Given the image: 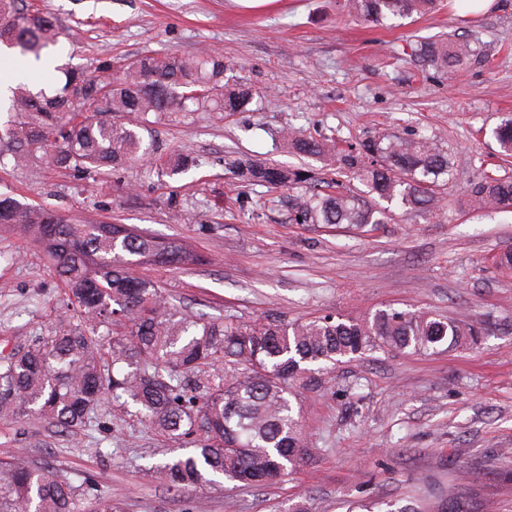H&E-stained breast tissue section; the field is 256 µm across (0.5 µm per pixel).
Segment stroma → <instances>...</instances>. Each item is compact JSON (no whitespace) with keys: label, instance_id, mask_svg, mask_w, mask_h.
<instances>
[{"label":"stroma","instance_id":"obj_1","mask_svg":"<svg viewBox=\"0 0 512 512\" xmlns=\"http://www.w3.org/2000/svg\"><path fill=\"white\" fill-rule=\"evenodd\" d=\"M61 27L60 61L94 69L105 57L144 53L224 56L225 76L264 91L256 109L228 119L206 112L156 125L159 151L196 156L187 174L149 166L93 176L36 163L0 168V194L73 217L92 216L186 241L199 263L138 265L178 310L207 320L285 322L331 315L360 321L389 307L484 323L480 345L415 353L373 349L343 362L322 388L298 389L308 443L278 484L175 494L150 469L174 444L147 432L137 407L102 406L93 426L63 430L31 415L0 420V459L25 452L124 512H346L350 502L449 497L471 487L486 512H512V208L469 207L466 189L512 176L493 132L512 115V0L480 11L463 0L385 28L356 21L339 0H30ZM458 35L481 61L443 74L410 62L423 37ZM291 128L339 146L382 134L433 137L455 186L440 215L337 232L290 221L289 189L235 187L237 156L329 177L322 159L288 149ZM64 286L37 247L0 233V359L70 315Z\"/></svg>","mask_w":512,"mask_h":512}]
</instances>
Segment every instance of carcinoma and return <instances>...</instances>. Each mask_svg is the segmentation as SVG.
Wrapping results in <instances>:
<instances>
[{"mask_svg": "<svg viewBox=\"0 0 512 512\" xmlns=\"http://www.w3.org/2000/svg\"><path fill=\"white\" fill-rule=\"evenodd\" d=\"M437 0H344L347 14L382 24L423 15ZM55 19L0 0V45L24 57L54 44ZM421 67L448 71L474 57L464 41H421L412 53ZM224 56L200 52L98 60L92 75L68 62L57 65L60 87L20 82L9 88L8 120L0 125V163L15 166L48 158L60 169L107 175L143 162L172 177L194 166L183 151L154 155L151 124L179 122L198 112L231 115L263 97L245 83L224 80ZM302 155L333 159L336 173L364 186L345 188L308 171L251 158L226 162L233 179L248 185L296 190L290 219L319 228L361 230L385 224L390 204L407 215H436L441 188L452 183L448 153L426 138L383 134L344 149L281 133ZM512 154V118L496 131ZM470 205L512 207V178L487 176L470 187ZM33 241L68 290L77 319L14 352L0 373V419L34 415L62 429L91 425L110 397L127 395L141 421L170 441L194 448L153 467L175 493L218 480L245 485L287 480L300 460L304 434L291 397L299 384L321 386L323 371L375 347L414 352L484 334L462 323L411 308L380 310L364 321L324 316L308 321H206L174 309L159 285L132 275L131 266L178 267L199 255L178 240L146 235L124 224L79 220L41 205L0 195V232ZM112 326L123 330L110 331ZM236 375L226 377L222 366ZM81 487L48 463L23 454L0 460V512H80ZM367 512H479L470 495L399 505H357Z\"/></svg>", "mask_w": 512, "mask_h": 512, "instance_id": "carcinoma-1", "label": "carcinoma"}]
</instances>
